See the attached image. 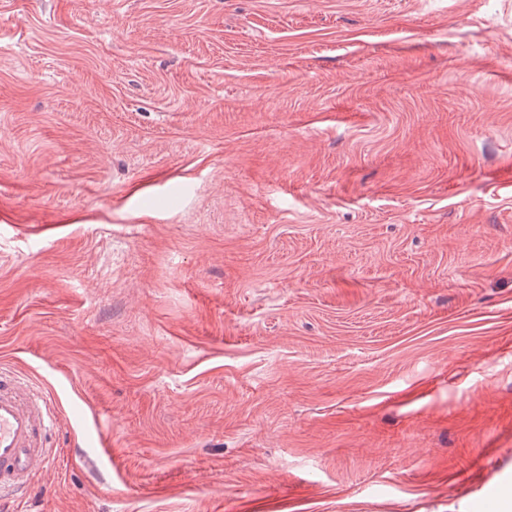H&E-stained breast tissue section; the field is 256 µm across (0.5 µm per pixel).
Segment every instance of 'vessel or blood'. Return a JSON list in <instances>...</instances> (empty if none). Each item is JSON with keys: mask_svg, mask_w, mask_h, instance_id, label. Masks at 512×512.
<instances>
[{"mask_svg": "<svg viewBox=\"0 0 512 512\" xmlns=\"http://www.w3.org/2000/svg\"><path fill=\"white\" fill-rule=\"evenodd\" d=\"M49 400L21 376L0 369V493L28 487L49 458Z\"/></svg>", "mask_w": 512, "mask_h": 512, "instance_id": "vessel-or-blood-1", "label": "vessel or blood"}]
</instances>
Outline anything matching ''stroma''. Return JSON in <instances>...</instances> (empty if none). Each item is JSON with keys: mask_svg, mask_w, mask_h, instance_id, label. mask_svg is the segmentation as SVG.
I'll return each mask as SVG.
<instances>
[{"mask_svg": "<svg viewBox=\"0 0 512 512\" xmlns=\"http://www.w3.org/2000/svg\"><path fill=\"white\" fill-rule=\"evenodd\" d=\"M1 365L0 512H501L512 0H0ZM49 403L27 380L0 369V493L25 489L47 462Z\"/></svg>", "mask_w": 512, "mask_h": 512, "instance_id": "stroma-1", "label": "stroma"}]
</instances>
